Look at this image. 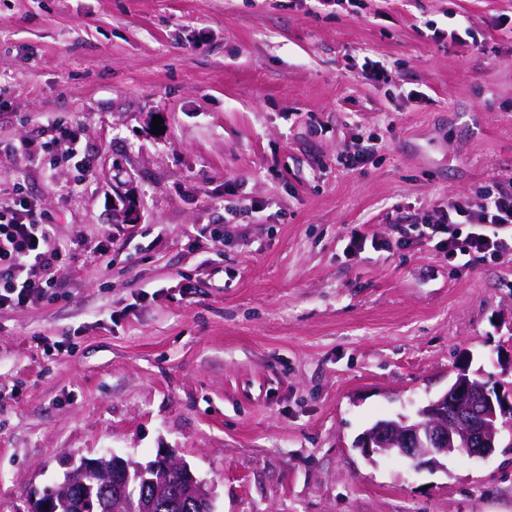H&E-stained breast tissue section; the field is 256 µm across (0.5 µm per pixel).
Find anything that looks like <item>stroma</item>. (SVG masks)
<instances>
[{
	"label": "stroma",
	"mask_w": 512,
	"mask_h": 512,
	"mask_svg": "<svg viewBox=\"0 0 512 512\" xmlns=\"http://www.w3.org/2000/svg\"><path fill=\"white\" fill-rule=\"evenodd\" d=\"M511 177L512 0H0V196L104 248L0 311V512L161 448L214 512H512V443L419 471L355 446L460 360L512 382V255L394 246ZM56 129L58 131L59 138H65L70 142V151L72 158L76 159V167H78L84 175H90L93 167L94 160L87 153L82 154L79 147V136L72 127H64L63 124H57Z\"/></svg>",
	"instance_id": "1"
}]
</instances>
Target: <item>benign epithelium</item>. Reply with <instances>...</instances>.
<instances>
[{
  "mask_svg": "<svg viewBox=\"0 0 512 512\" xmlns=\"http://www.w3.org/2000/svg\"><path fill=\"white\" fill-rule=\"evenodd\" d=\"M511 425L512 401L471 377L464 365L447 391L419 408L415 417L379 420L360 435L355 447L369 460L397 456L418 468L436 469L443 467L444 458L461 450L470 458L489 456L497 447L501 429ZM160 468L180 476L184 495L200 506V512H213L206 483L166 449L159 450L146 466L114 454L83 458L62 483L34 499L28 512H56L57 502L72 500L76 491L93 485L112 488V512H126L130 488L136 482L143 488L144 502L168 494L166 487L149 478Z\"/></svg>",
  "mask_w": 512,
  "mask_h": 512,
  "instance_id": "obj_1",
  "label": "benign epithelium"
}]
</instances>
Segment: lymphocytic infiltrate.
<instances>
[{
    "mask_svg": "<svg viewBox=\"0 0 512 512\" xmlns=\"http://www.w3.org/2000/svg\"><path fill=\"white\" fill-rule=\"evenodd\" d=\"M460 224L472 227L461 244L450 232L451 226ZM421 236L452 256L462 253L480 260L511 253L512 187L496 182L434 211L422 220ZM100 249V243L81 231L68 244L58 243L49 216L23 193L0 199V309L54 295L63 254L83 251L93 255Z\"/></svg>",
    "mask_w": 512,
    "mask_h": 512,
    "instance_id": "lymphocytic-infiltrate-1",
    "label": "lymphocytic infiltrate"
}]
</instances>
